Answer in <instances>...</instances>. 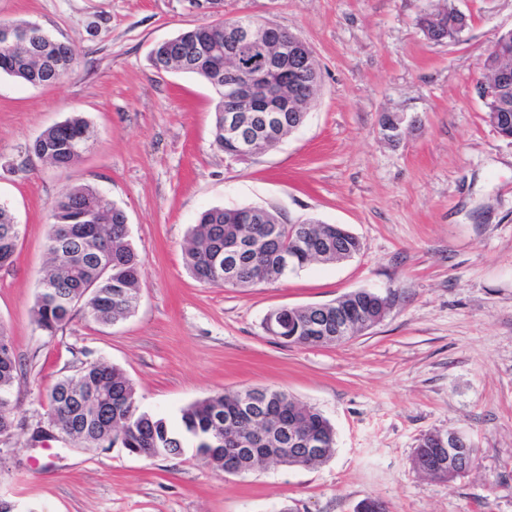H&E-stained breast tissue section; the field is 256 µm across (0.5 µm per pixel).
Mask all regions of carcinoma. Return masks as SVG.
<instances>
[{"instance_id": "1", "label": "carcinoma", "mask_w": 512, "mask_h": 512, "mask_svg": "<svg viewBox=\"0 0 512 512\" xmlns=\"http://www.w3.org/2000/svg\"><path fill=\"white\" fill-rule=\"evenodd\" d=\"M455 16L448 10L425 12L419 25L428 38L448 36ZM217 37L209 25L196 26L176 36L182 45L194 50L195 59L184 61L171 57L170 69L192 73L210 81V71L219 69L223 57L210 54V44ZM52 45L50 53L39 59L25 56L18 48L13 52L0 51V73L28 85H48L68 76L75 69L74 54L69 46L41 34ZM316 72L314 61L296 63L288 79V90L300 85L307 89L310 101H315L318 80H309ZM90 126L80 116L44 130L28 152L60 170L76 163L87 148ZM213 145L228 152L231 146L224 140V112L217 104ZM261 224H237L244 213L242 208H212L204 211L189 233L184 250V263L199 281L225 285L224 250L231 243H253L263 251L268 273L277 276L280 255L293 256V270H299L315 260V252L328 241L337 244L331 258L347 260L359 254L360 240L353 234L336 235V225L314 221L312 234L303 236L301 225L286 223L280 214L264 209ZM126 215L89 185L66 189L55 201L51 211L47 249L51 264L42 284L60 290L69 301L51 295L36 296L33 316L38 327L53 337L73 320L77 305H83L89 316L101 325H112L126 318L135 308L140 292L141 260L130 238ZM18 225L10 209L0 204V266L13 261ZM260 269L248 262L238 267L237 288L254 286ZM349 320L357 323L376 316L383 305L395 300V293L385 296L362 289L344 295ZM317 306L282 307L286 331L280 339L294 345L313 346L310 314ZM19 382V364L4 325L0 324V436L16 427L13 390ZM251 391L261 394L257 404L266 429L255 431L260 448H286L279 425L292 416L303 428L300 438L311 437L321 442L323 454L309 460L297 453L288 457L293 467H307L329 459L334 452L335 432L327 418L318 410L295 401L286 392L272 388L241 389L211 395L181 410V429L175 430L162 418L138 409L136 390L124 371L105 361L84 365L77 375L58 381L48 396L49 425L71 437L83 448H138L144 456L154 457L153 449H165V455H177L190 444L206 457L212 467L226 471L224 448L232 438L248 434V425L235 414L244 395ZM436 448V434L430 433L419 442L413 464L430 457Z\"/></svg>"}]
</instances>
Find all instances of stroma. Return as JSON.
Here are the masks:
<instances>
[{"mask_svg": "<svg viewBox=\"0 0 512 512\" xmlns=\"http://www.w3.org/2000/svg\"><path fill=\"white\" fill-rule=\"evenodd\" d=\"M447 0H0V20L38 24L77 67L33 87L0 74V203L20 233L0 269V324L23 375L17 426L0 437V500L18 512H512V140L477 93L512 0H448L470 15L459 40L417 25ZM250 17L312 50L321 90L297 130L243 161L213 145L218 97L199 77L156 72L153 46L201 24ZM403 120L399 140L382 116ZM79 115L92 137L61 171L27 147ZM89 185L126 214L143 261L134 311L105 326L79 312L56 336L33 318L49 262L50 208ZM262 206L357 236L362 250L251 288L198 282L183 250L201 213ZM394 292L386 317L335 346L288 345L264 329L280 307ZM102 360L132 381L141 410L181 408L247 387L285 391L333 424V456L313 467L217 471L185 448L147 459L115 446L35 441L54 384ZM458 430L474 468L443 480L412 464L428 433Z\"/></svg>", "mask_w": 512, "mask_h": 512, "instance_id": "obj_1", "label": "stroma"}]
</instances>
